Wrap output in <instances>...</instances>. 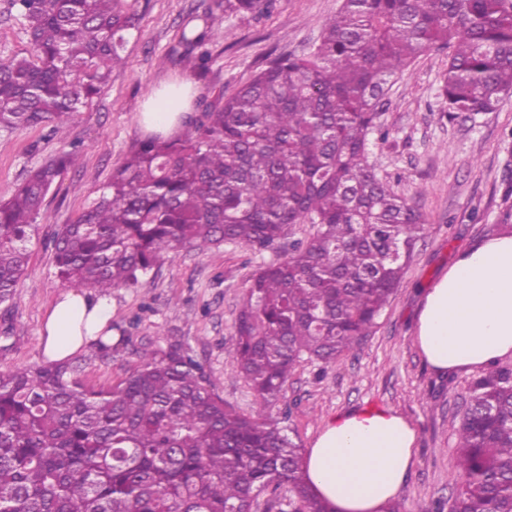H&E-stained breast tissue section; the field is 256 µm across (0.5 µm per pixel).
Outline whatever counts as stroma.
<instances>
[{
    "mask_svg": "<svg viewBox=\"0 0 512 512\" xmlns=\"http://www.w3.org/2000/svg\"><path fill=\"white\" fill-rule=\"evenodd\" d=\"M206 2L138 0L141 20L123 50L126 69L113 74L105 92L63 134L49 136L43 126L0 130V196L64 145L75 142L81 149L78 167L63 175L36 221L29 263L12 300L0 305V329L11 330L9 349L0 348V371L44 362L45 322L64 290L55 276L53 234L77 218L145 135L141 113L153 91L185 80L197 100L220 89L233 93L276 56L308 53L323 21L342 5V0H272L267 13L218 16L214 24L224 38L213 46L212 68L202 75L170 50L183 18ZM447 64V48L436 46L389 86L380 118L388 136L376 141L373 157L380 177L412 200L427 229L414 245L400 287L357 350L327 365L300 364L282 399L268 407L229 369L249 277L258 267L286 258L312 231L311 225L293 224L269 248L227 244L183 251L142 286L113 290L111 321L126 329L129 342L104 354L86 347L77 351L80 378L95 388L111 387L136 367L142 347L180 342L210 369L225 404L248 416L265 413L304 449L337 415L392 409L416 431L413 463L398 494L404 512L450 504L459 486L456 431L467 389L480 371H434L416 342L417 325L425 293L459 253L512 231V96L497 111L448 119L437 98Z\"/></svg>",
    "mask_w": 512,
    "mask_h": 512,
    "instance_id": "35a3bbf8",
    "label": "stroma"
}]
</instances>
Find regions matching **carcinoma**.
<instances>
[{
	"label": "carcinoma",
	"instance_id": "obj_1",
	"mask_svg": "<svg viewBox=\"0 0 512 512\" xmlns=\"http://www.w3.org/2000/svg\"><path fill=\"white\" fill-rule=\"evenodd\" d=\"M267 0H211L173 52L202 75L216 14ZM30 55L0 58V130L72 121L125 66L140 14L128 0H9ZM441 43L451 49L440 111L493 112L512 95V0H343L304 56H279L226 96L196 104L174 137L139 140L99 195L53 238L56 277L108 296L182 251L264 248L291 224L313 233L260 267L237 314L229 367L272 405L304 361L358 348L399 287L423 214L378 174L371 138L389 79ZM73 146L0 197V303L29 259L47 196ZM452 512H512V370L474 379L457 432ZM288 487L292 512H331L304 453L278 422L226 406L204 366L174 342L139 353L94 389L71 360L0 371V512H251Z\"/></svg>",
	"mask_w": 512,
	"mask_h": 512
}]
</instances>
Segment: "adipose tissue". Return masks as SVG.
<instances>
[{"label": "adipose tissue", "mask_w": 512, "mask_h": 512, "mask_svg": "<svg viewBox=\"0 0 512 512\" xmlns=\"http://www.w3.org/2000/svg\"><path fill=\"white\" fill-rule=\"evenodd\" d=\"M190 91L169 84L148 116L166 132L187 111ZM111 319L106 298L61 293L46 322L45 355L63 359L97 338ZM417 342L438 371L468 370L512 356V234L479 242L460 253L425 295ZM416 432L390 409L349 412L330 420L310 448L305 470L316 495L332 512H382L412 460Z\"/></svg>", "instance_id": "adipose-tissue-1"}]
</instances>
